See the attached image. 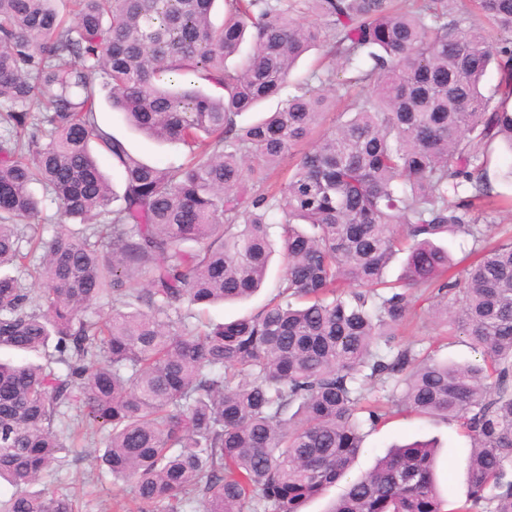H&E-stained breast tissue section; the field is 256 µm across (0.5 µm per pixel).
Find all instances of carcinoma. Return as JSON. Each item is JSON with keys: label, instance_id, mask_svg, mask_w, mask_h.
Instances as JSON below:
<instances>
[{"label": "carcinoma", "instance_id": "carcinoma-1", "mask_svg": "<svg viewBox=\"0 0 512 512\" xmlns=\"http://www.w3.org/2000/svg\"><path fill=\"white\" fill-rule=\"evenodd\" d=\"M56 2L0 0V348L47 356L0 363V512H77L48 480L72 409L136 512H300L350 472L365 428L403 413L466 431L465 501L448 508L416 441L328 512H512V233L491 243L480 224L512 214L490 176L497 146L512 155V0H475L493 33L455 0H71L72 24ZM312 49L328 64L289 84ZM326 86L349 104L324 129ZM101 92L189 160L133 155L99 125ZM33 184L64 218L48 239ZM274 227V298L203 321L261 288ZM445 234L472 240L459 276ZM417 293L482 362L399 344Z\"/></svg>", "mask_w": 512, "mask_h": 512}]
</instances>
